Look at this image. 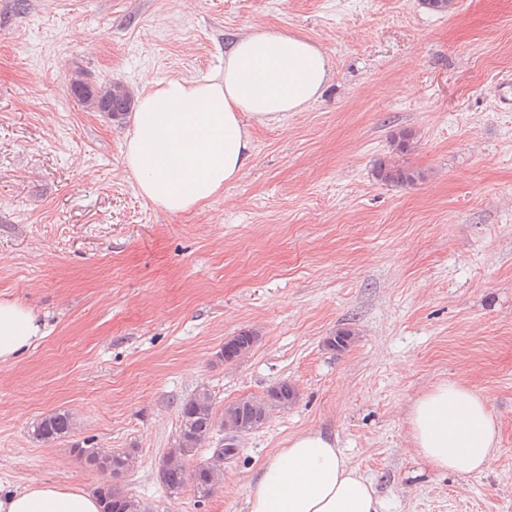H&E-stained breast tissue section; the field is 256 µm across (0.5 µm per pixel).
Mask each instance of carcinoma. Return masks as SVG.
Returning <instances> with one entry per match:
<instances>
[{
  "label": "carcinoma",
  "instance_id": "1",
  "mask_svg": "<svg viewBox=\"0 0 512 512\" xmlns=\"http://www.w3.org/2000/svg\"><path fill=\"white\" fill-rule=\"evenodd\" d=\"M70 90L75 99L84 107L95 112H110L116 107L121 112L132 110L133 97L119 81H111L96 88L82 78L76 76L70 80ZM414 144V134L410 130H401L394 135L396 155L378 159L375 163V175L385 184L395 186L413 185L424 178L421 171L408 166L397 159V155L407 153ZM357 331L352 328H341L336 331L328 343V347L342 352L354 342ZM261 400L249 404H239L224 411V416L218 418L213 409L210 394L203 390L191 396L182 403L179 409V441L176 448L170 452L179 454L182 445L199 448L213 433L216 427H224L225 419L251 423L259 417ZM72 418L67 412H56L37 422L35 435L43 441H54L70 433ZM78 457L85 467L97 472H115L122 476L130 472L131 466L137 462V457L130 451H103L99 448H80ZM169 494L179 495L188 482L193 486L202 499L208 498L214 491L216 478L201 472L195 478H190L183 464L175 462L159 473ZM97 495L103 503L102 512H140L139 500L125 493L118 485L109 483L97 488Z\"/></svg>",
  "mask_w": 512,
  "mask_h": 512
}]
</instances>
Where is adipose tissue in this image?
Here are the masks:
<instances>
[{"label":"adipose tissue","instance_id":"adipose-tissue-1","mask_svg":"<svg viewBox=\"0 0 512 512\" xmlns=\"http://www.w3.org/2000/svg\"><path fill=\"white\" fill-rule=\"evenodd\" d=\"M330 79L311 41L252 29L234 38L223 72L146 81L137 98L124 164L141 195L177 214L236 181L252 156L249 124H264L315 102ZM44 331L17 301L0 300V362L33 347ZM416 453L435 470L465 477L489 470L498 455L496 420L486 396L445 382L412 405ZM373 483L352 467L336 439L307 431L288 440L248 486L246 512H382ZM0 512H101L79 488L0 484Z\"/></svg>","mask_w":512,"mask_h":512}]
</instances>
